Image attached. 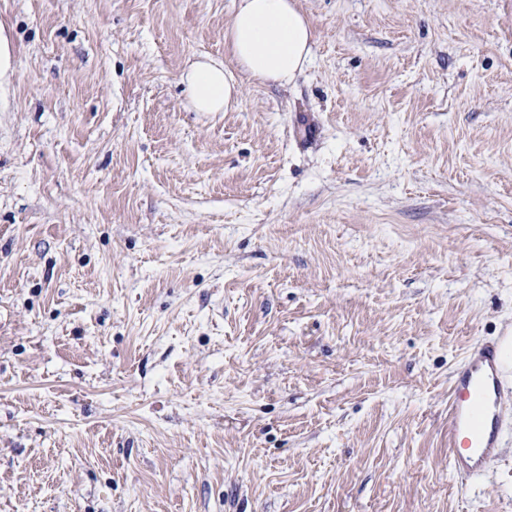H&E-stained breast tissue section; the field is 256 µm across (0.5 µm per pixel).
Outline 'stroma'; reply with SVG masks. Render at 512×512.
Returning <instances> with one entry per match:
<instances>
[{
    "instance_id": "1",
    "label": "stroma",
    "mask_w": 512,
    "mask_h": 512,
    "mask_svg": "<svg viewBox=\"0 0 512 512\" xmlns=\"http://www.w3.org/2000/svg\"><path fill=\"white\" fill-rule=\"evenodd\" d=\"M310 64L195 112L235 0H0V512H512L448 465L512 336V0H298ZM512 336L498 343L469 349L451 380L448 405V462L463 480L484 474L485 464L499 449V407L502 402V375L505 352ZM465 454L459 448L461 435Z\"/></svg>"
}]
</instances>
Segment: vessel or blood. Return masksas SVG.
Here are the masks:
<instances>
[{
	"label": "vessel or blood",
	"instance_id": "obj_1",
	"mask_svg": "<svg viewBox=\"0 0 512 512\" xmlns=\"http://www.w3.org/2000/svg\"><path fill=\"white\" fill-rule=\"evenodd\" d=\"M511 347L512 341L502 339L469 349L451 381L448 462L461 479L481 477L498 452L502 375Z\"/></svg>",
	"mask_w": 512,
	"mask_h": 512
}]
</instances>
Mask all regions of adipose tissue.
Segmentation results:
<instances>
[{
	"instance_id": "adipose-tissue-1",
	"label": "adipose tissue",
	"mask_w": 512,
	"mask_h": 512,
	"mask_svg": "<svg viewBox=\"0 0 512 512\" xmlns=\"http://www.w3.org/2000/svg\"><path fill=\"white\" fill-rule=\"evenodd\" d=\"M224 41L232 65L203 56L181 75L194 111H229L245 78L288 86L311 61L314 32L296 0H237Z\"/></svg>"
}]
</instances>
